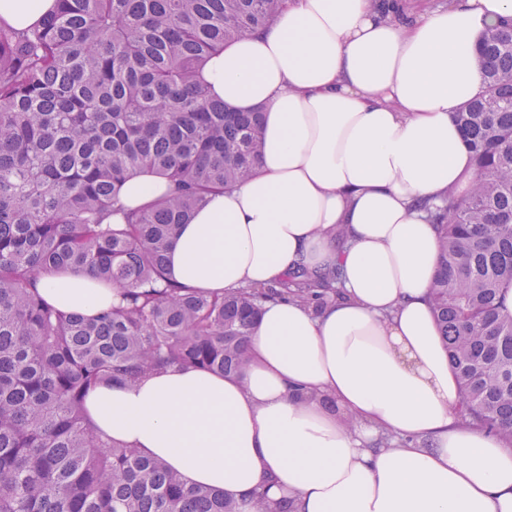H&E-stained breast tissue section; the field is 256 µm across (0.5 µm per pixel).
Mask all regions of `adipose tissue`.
Listing matches in <instances>:
<instances>
[{
    "instance_id": "ef3b65f1",
    "label": "adipose tissue",
    "mask_w": 512,
    "mask_h": 512,
    "mask_svg": "<svg viewBox=\"0 0 512 512\" xmlns=\"http://www.w3.org/2000/svg\"><path fill=\"white\" fill-rule=\"evenodd\" d=\"M56 5L0 0V22L22 31ZM509 19L512 0H283L212 55L210 94L263 110V148L182 226L172 276L221 295L335 270L341 296L264 304L244 376L171 366L94 389L96 428L245 508L265 491L291 512H512V448L456 412L426 212L475 179L453 114L481 90L482 35ZM38 290L85 316L119 300L72 272Z\"/></svg>"
}]
</instances>
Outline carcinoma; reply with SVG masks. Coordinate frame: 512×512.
<instances>
[{"label": "carcinoma", "instance_id": "cac0c4a2", "mask_svg": "<svg viewBox=\"0 0 512 512\" xmlns=\"http://www.w3.org/2000/svg\"><path fill=\"white\" fill-rule=\"evenodd\" d=\"M31 29L0 24V512H241L157 459L99 433L84 402L172 365L238 374L262 304L318 313L338 274L208 295L172 280L169 250L207 197L251 177L263 112L227 108L200 74L224 44L271 24L282 0H59ZM484 87L454 114L476 178L429 210L431 304L465 427L512 445V23L481 42ZM149 172L170 192L126 209ZM122 221L112 223V214ZM119 289L95 317L61 311L41 275Z\"/></svg>", "mask_w": 512, "mask_h": 512}]
</instances>
